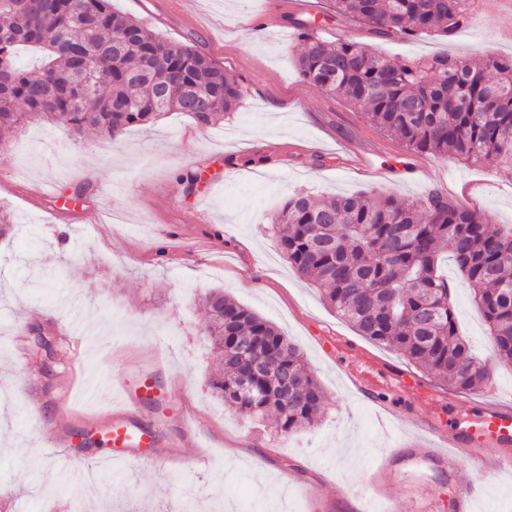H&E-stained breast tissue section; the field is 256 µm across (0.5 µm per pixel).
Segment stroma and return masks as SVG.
I'll return each instance as SVG.
<instances>
[{"instance_id": "obj_1", "label": "stroma", "mask_w": 512, "mask_h": 512, "mask_svg": "<svg viewBox=\"0 0 512 512\" xmlns=\"http://www.w3.org/2000/svg\"><path fill=\"white\" fill-rule=\"evenodd\" d=\"M112 0L114 10L186 43L233 73L246 89L238 109L203 127L180 112L124 132L117 144L50 121L14 129L0 149V506L26 512H346L381 474L378 512H458L457 488L475 489V512H512V470L491 476L428 445L400 447L370 407L344 387L340 337L373 359L435 379L403 355L368 341L323 303L316 285L288 266L270 231L283 188L316 196L373 192L412 201L435 191L512 225V173L406 151L361 111L323 95L295 69L314 35L370 44L390 58L448 53L484 63L512 54V0L494 14L471 9L453 36L381 39L336 21L330 0ZM372 157L376 180L356 167ZM194 174L193 186L181 177ZM459 327L489 362L488 385L448 409L393 390L371 373L379 399L419 427L474 426L483 399L512 392V366L494 361L485 323L442 250ZM220 288L274 324L301 351L323 389L314 428L282 432L225 407L209 388L218 364L202 330L200 303ZM80 319L92 330L80 352L65 341ZM154 374L162 401L140 416L159 422V441L195 421L199 455L180 473L149 458L103 465L102 447L64 449L45 438L83 428L117 401L108 373ZM322 489L307 496L309 486Z\"/></svg>"}]
</instances>
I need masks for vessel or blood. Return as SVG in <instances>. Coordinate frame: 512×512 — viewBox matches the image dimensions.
I'll use <instances>...</instances> for the list:
<instances>
[{
    "label": "vessel or blood",
    "mask_w": 512,
    "mask_h": 512,
    "mask_svg": "<svg viewBox=\"0 0 512 512\" xmlns=\"http://www.w3.org/2000/svg\"><path fill=\"white\" fill-rule=\"evenodd\" d=\"M117 383L122 394L120 407L107 416H96L89 420L93 430L103 431L109 439L108 459L125 460L147 451L165 468H173L174 462L167 450L161 447L156 430L137 421L143 405L154 397L152 376L142 374L132 380L122 376ZM377 421L381 428L393 427L405 431L409 446H418L421 440L418 430L392 408L380 406ZM430 432L435 444L448 445L456 455L474 459L489 473L496 474L512 467V394L499 396L484 408L479 428L449 436L434 425Z\"/></svg>",
    "instance_id": "1"
}]
</instances>
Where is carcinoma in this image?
<instances>
[{"instance_id": "obj_1", "label": "carcinoma", "mask_w": 512, "mask_h": 512, "mask_svg": "<svg viewBox=\"0 0 512 512\" xmlns=\"http://www.w3.org/2000/svg\"><path fill=\"white\" fill-rule=\"evenodd\" d=\"M469 0H333L336 14L379 38L452 36ZM296 67L309 85L340 96L412 153L448 155L512 172V56L486 66L438 54L400 61L350 39L309 34ZM44 52L21 68L16 48ZM246 89L194 48L161 39L111 0H0V138L18 125L50 120L113 142L164 112L209 126L233 112ZM272 230L291 267L313 281L324 304L359 335L405 356L460 393L488 378L487 363L462 338L448 281L437 272L445 247L488 326L493 357L512 365V225L430 193L405 202L358 193L289 195ZM204 333L217 358L246 337L268 369L241 390L235 371L211 381L224 405L249 417L276 416L283 431L313 427L322 389L298 347L260 315L215 289L205 297ZM293 376L283 398L280 374Z\"/></svg>"}]
</instances>
